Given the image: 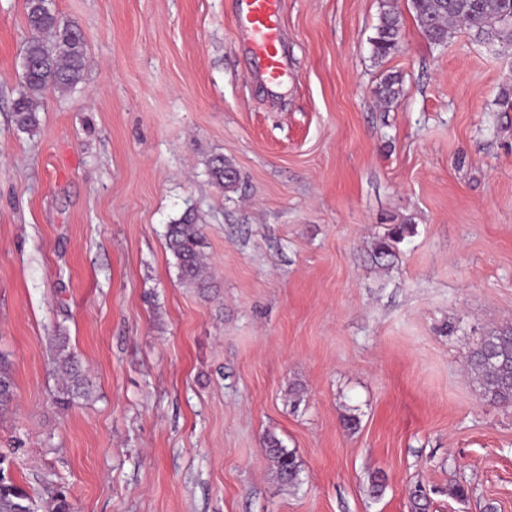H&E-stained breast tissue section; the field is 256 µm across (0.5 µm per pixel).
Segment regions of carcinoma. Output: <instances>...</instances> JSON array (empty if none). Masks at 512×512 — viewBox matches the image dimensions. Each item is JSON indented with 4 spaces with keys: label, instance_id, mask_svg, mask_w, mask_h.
<instances>
[{
    "label": "carcinoma",
    "instance_id": "obj_1",
    "mask_svg": "<svg viewBox=\"0 0 512 512\" xmlns=\"http://www.w3.org/2000/svg\"><path fill=\"white\" fill-rule=\"evenodd\" d=\"M414 18L424 37L431 43H444L456 27H462L479 42H512V0H411ZM26 17L31 36L23 49V60L33 63L23 72V85L13 104L18 129L30 133L39 126L37 99L50 88L66 90L83 79L87 64L83 32L72 24L61 23L47 5V0H26ZM400 48V18L388 9L381 14L373 53L384 58ZM402 91L400 78L385 77L376 89L379 99L397 98ZM224 160L212 162L211 176L222 187L235 185L237 178H224ZM168 247L177 260L183 283L207 288L202 277L203 256L201 225L194 214L185 213L178 222L167 225ZM59 375L60 404L68 405L78 397L92 394L93 383L82 371L76 354L66 338L54 344L53 357ZM472 373L480 380L482 394L489 401L512 404V327L499 329L477 344L468 358ZM14 398V380L6 357L0 355V411ZM266 455L273 462L279 479L287 484L298 481L295 452L269 436ZM10 460L0 453V512H39L36 500L9 473Z\"/></svg>",
    "mask_w": 512,
    "mask_h": 512
}]
</instances>
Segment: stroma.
<instances>
[{"mask_svg": "<svg viewBox=\"0 0 512 512\" xmlns=\"http://www.w3.org/2000/svg\"><path fill=\"white\" fill-rule=\"evenodd\" d=\"M395 2L401 47L378 58L384 0H285L275 91L238 0H51L88 61L24 133L25 0H0V452L32 494L73 512H411L420 486L426 512H512V406L466 361L512 326V43L431 44ZM188 210L205 293L166 246ZM60 334L94 385L65 409ZM14 380L12 378L11 366L5 356L0 354V411L14 398ZM266 455L273 462L279 479L287 484H294L298 481L299 469L295 452L287 450L274 436L265 440Z\"/></svg>", "mask_w": 512, "mask_h": 512, "instance_id": "1", "label": "stroma"}]
</instances>
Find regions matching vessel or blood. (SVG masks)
<instances>
[{
  "label": "vessel or blood",
  "mask_w": 512,
  "mask_h": 512,
  "mask_svg": "<svg viewBox=\"0 0 512 512\" xmlns=\"http://www.w3.org/2000/svg\"><path fill=\"white\" fill-rule=\"evenodd\" d=\"M284 0H240L235 18L238 30L248 36V51L257 74L272 85L285 81L287 70L280 54Z\"/></svg>",
  "instance_id": "vessel-or-blood-1"
}]
</instances>
